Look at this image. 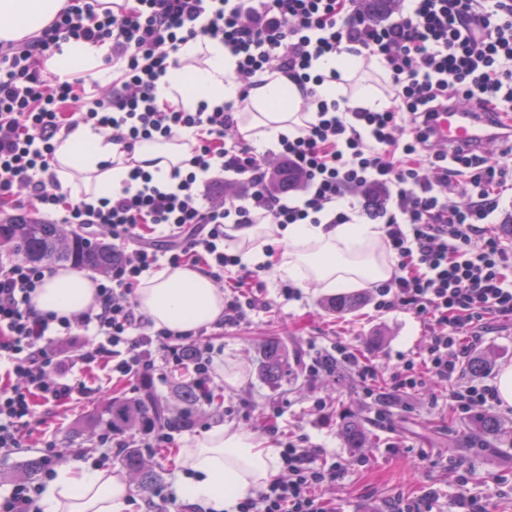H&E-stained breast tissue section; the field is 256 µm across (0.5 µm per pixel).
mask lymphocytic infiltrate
<instances>
[{
  "mask_svg": "<svg viewBox=\"0 0 512 512\" xmlns=\"http://www.w3.org/2000/svg\"><path fill=\"white\" fill-rule=\"evenodd\" d=\"M222 42L235 59L232 80L247 98L254 79L279 72L298 85L316 113L301 136H280L274 150L242 139L227 102L163 109L158 80L178 67L181 44ZM109 43L117 76L91 108L85 81L50 72L64 42ZM356 56L377 62L394 96L379 111L354 108L349 97L323 99L320 61ZM500 122L512 114V0H401L371 19L361 0H70L30 40L0 43V213L16 211L76 224L106 236L119 259L99 285L98 305L71 317L36 313L31 295L45 266L0 263V453L25 447L40 410L66 409L92 392L93 371L149 389L174 367L209 382L214 348L186 335L154 330L132 295L144 273L161 264L205 265L230 293L224 322L267 309L256 290L264 264L248 268L224 243L228 224H349L361 197L381 194L385 245L397 260L378 287L377 310L401 309L427 324L419 357H399L387 383L344 340L316 350L308 374L351 368L366 397L396 405L426 386L448 390V406L467 415L498 392L478 382L459 386L462 364L490 325L512 318V244L495 233L502 199L512 191V134L502 159L479 150L448 149L434 135L442 107ZM89 124L133 151L143 141L186 132L196 139L188 170L168 186L134 168L131 186L94 202L71 200L52 169L61 130ZM280 473L233 512H334L318 490L335 482L303 440L279 450Z\"/></svg>",
  "mask_w": 512,
  "mask_h": 512,
  "instance_id": "f902f5d3",
  "label": "lymphocytic infiltrate"
}]
</instances>
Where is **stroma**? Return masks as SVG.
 <instances>
[{
  "mask_svg": "<svg viewBox=\"0 0 512 512\" xmlns=\"http://www.w3.org/2000/svg\"><path fill=\"white\" fill-rule=\"evenodd\" d=\"M280 283L275 274H267V312L214 331L211 341L219 350L215 365L241 371L242 382L232 387L221 374H214L212 388L223 393L224 402L219 407L206 406L203 423L176 430L171 448L151 455L160 484H174L179 472L177 450L187 440L215 425L230 424L272 446L284 435L307 436L310 446L319 450L318 463L339 467L335 484L324 490L325 497L335 500L337 512H374L385 500L400 495L418 498L430 489L439 495L438 512H454L464 488L486 512H512V406L489 408V415L500 421L502 433L475 454L467 448L476 435L474 417L452 412L441 388L407 397L404 404L387 410L363 396L349 369L314 382L303 377L292 386H269L259 375V365L262 347L270 339L303 353L308 344L324 346L342 337L387 378L399 356L418 353L428 334L427 327L405 311L376 312L374 287L363 288L364 301L358 309L338 314L326 307L329 291L305 287L299 299L288 301L279 294ZM476 354L486 362L483 379L495 382L501 369L512 365V320L495 322ZM89 383L96 386L95 394L53 418L50 427L58 438L64 439L104 398L129 392L121 382H111L104 389L98 388L97 378ZM319 395L327 399L321 411L312 406ZM275 403L282 405L283 414L272 433L267 429L266 409ZM345 412L360 419L371 436L368 447L355 454L345 447L339 431V416Z\"/></svg>",
  "mask_w": 512,
  "mask_h": 512,
  "instance_id": "35a3bbf8",
  "label": "stroma"
}]
</instances>
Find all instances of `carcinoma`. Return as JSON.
Listing matches in <instances>:
<instances>
[{
  "instance_id": "carcinoma-1",
  "label": "carcinoma",
  "mask_w": 512,
  "mask_h": 512,
  "mask_svg": "<svg viewBox=\"0 0 512 512\" xmlns=\"http://www.w3.org/2000/svg\"><path fill=\"white\" fill-rule=\"evenodd\" d=\"M362 10L372 18L386 16L397 8V0H362ZM13 244L18 258L25 261L69 262L102 274L112 272V245L104 240L95 244L61 224H45L29 218L20 224H0V244ZM363 296L357 293H340L327 301L328 309L344 314L357 309ZM263 379L277 388L294 379L287 350L278 342L269 340L264 345L260 367ZM182 408L172 412L165 402L149 394L143 398L113 396L101 403L85 420L76 423L68 436L69 443L87 452L93 450L95 429H110L127 433L147 423L174 427L194 413L203 401L213 400L209 392H201L196 384L182 382L178 386ZM340 434L345 447L358 451L367 446L369 433L364 425L351 415L343 416ZM121 466L138 480L140 487L152 488L159 475L147 463L140 448H124Z\"/></svg>"
}]
</instances>
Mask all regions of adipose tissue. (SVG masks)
I'll list each match as a JSON object with an SVG mask.
<instances>
[{
  "instance_id": "ef3b65f1",
  "label": "adipose tissue",
  "mask_w": 512,
  "mask_h": 512,
  "mask_svg": "<svg viewBox=\"0 0 512 512\" xmlns=\"http://www.w3.org/2000/svg\"><path fill=\"white\" fill-rule=\"evenodd\" d=\"M65 5L66 0H0V42L41 32ZM108 52V46L73 39L63 43L53 66L61 75L89 74L106 82L112 78L103 63ZM178 57L179 67L159 80V104L192 109L203 101L214 107L237 100L239 87L230 78L235 59L222 43L191 40L181 45ZM236 119L244 140L266 145L282 134L298 136L316 116L305 109L299 87L275 72L250 89ZM192 141L180 133L167 141L140 143L127 153L113 145L110 135L82 124L56 138L52 165L63 186L97 200L120 193L137 166L157 184H167L174 168L190 159ZM225 231L244 264H270L279 278L299 286L367 287L388 282L394 274L395 261L379 224H229ZM275 243L279 251L267 252V245ZM97 288L90 273L61 268L46 274L31 303L37 313L69 317L96 306ZM134 301L157 330L194 332L224 318V291L200 265L168 264L143 276ZM178 457L173 491L204 512H230L238 498L266 489L280 470L277 451L264 439L224 425L187 441ZM130 500L127 482L114 471L74 463L48 483L40 507L42 512H129Z\"/></svg>"
}]
</instances>
